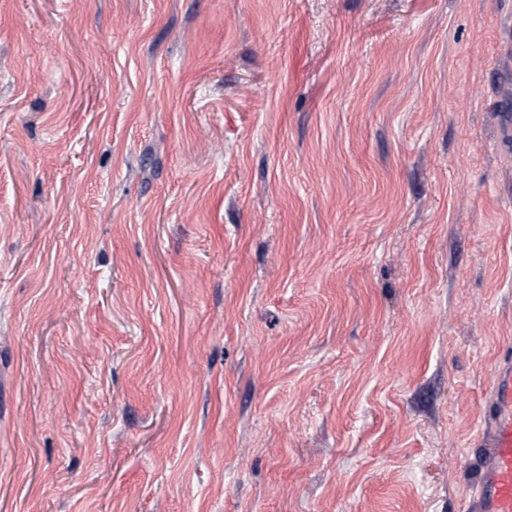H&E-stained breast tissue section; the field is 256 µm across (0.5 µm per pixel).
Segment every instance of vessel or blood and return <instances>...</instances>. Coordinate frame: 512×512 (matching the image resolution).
Returning a JSON list of instances; mask_svg holds the SVG:
<instances>
[{
    "instance_id": "obj_1",
    "label": "vessel or blood",
    "mask_w": 512,
    "mask_h": 512,
    "mask_svg": "<svg viewBox=\"0 0 512 512\" xmlns=\"http://www.w3.org/2000/svg\"><path fill=\"white\" fill-rule=\"evenodd\" d=\"M492 373L470 512H512V361L496 364Z\"/></svg>"
}]
</instances>
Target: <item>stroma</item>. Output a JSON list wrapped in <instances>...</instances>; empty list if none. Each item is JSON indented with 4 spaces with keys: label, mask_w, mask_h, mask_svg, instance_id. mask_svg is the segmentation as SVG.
<instances>
[{
    "label": "stroma",
    "mask_w": 512,
    "mask_h": 512,
    "mask_svg": "<svg viewBox=\"0 0 512 512\" xmlns=\"http://www.w3.org/2000/svg\"><path fill=\"white\" fill-rule=\"evenodd\" d=\"M506 99L512 0H0V512H468Z\"/></svg>",
    "instance_id": "35a3bbf8"
}]
</instances>
